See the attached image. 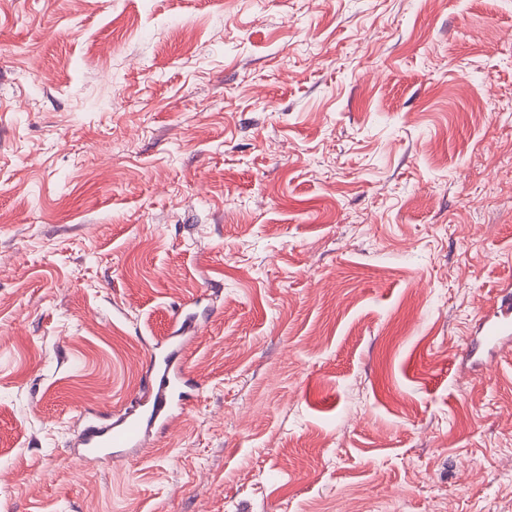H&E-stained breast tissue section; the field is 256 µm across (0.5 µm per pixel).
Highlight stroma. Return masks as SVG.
<instances>
[{
    "label": "stroma",
    "mask_w": 512,
    "mask_h": 512,
    "mask_svg": "<svg viewBox=\"0 0 512 512\" xmlns=\"http://www.w3.org/2000/svg\"><path fill=\"white\" fill-rule=\"evenodd\" d=\"M506 284L512 0H0V512H512ZM483 340L486 344H497L512 337V318L508 313L484 315L479 319ZM179 350L157 360L151 353L145 373L150 386L129 411L111 420L105 426H86L79 435L75 458L107 459L118 457L129 448H144L152 430L168 429L187 409L183 387L188 386L186 366L179 358ZM178 393L177 400L176 394Z\"/></svg>",
    "instance_id": "35a3bbf8"
}]
</instances>
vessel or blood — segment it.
<instances>
[{
  "instance_id": "vessel-or-blood-1",
  "label": "vessel or blood",
  "mask_w": 512,
  "mask_h": 512,
  "mask_svg": "<svg viewBox=\"0 0 512 512\" xmlns=\"http://www.w3.org/2000/svg\"><path fill=\"white\" fill-rule=\"evenodd\" d=\"M481 330L486 344H497L512 338V317L505 314L481 317ZM193 327L192 319H185L170 337L175 351L164 358L149 356L145 373L150 380L148 389L125 414L113 418L105 426H86L79 435L75 451L77 460L117 457L131 448L145 447L153 429L169 428L185 412L188 403L180 391L189 383L186 366L177 348Z\"/></svg>"
}]
</instances>
